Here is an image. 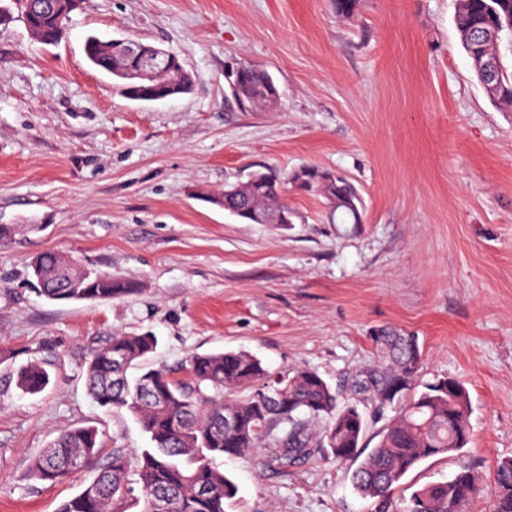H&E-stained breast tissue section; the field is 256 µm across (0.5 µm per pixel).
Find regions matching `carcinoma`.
Returning a JSON list of instances; mask_svg holds the SVG:
<instances>
[{
	"instance_id": "cac0c4a2",
	"label": "carcinoma",
	"mask_w": 512,
	"mask_h": 512,
	"mask_svg": "<svg viewBox=\"0 0 512 512\" xmlns=\"http://www.w3.org/2000/svg\"><path fill=\"white\" fill-rule=\"evenodd\" d=\"M16 8L31 37L43 45L57 44L66 33L74 9L60 10L57 0H12L0 7V23ZM460 43L473 73L479 54L499 58L500 72L487 98L505 112H512V73L504 58L512 52V0H457L454 17ZM84 54L92 65L114 73L117 61L98 38L89 37ZM277 88L263 68L247 63L237 81V94L251 110L275 102ZM294 173L258 174L236 197H218V203L243 212V219L257 216L267 224H289L292 212L280 203L283 185L293 183ZM302 189L334 203L358 223L361 198L356 187L322 178L313 166L302 176ZM29 267L39 270L40 293L51 301L96 302L126 297L139 291L130 280L110 274L81 272L65 257L46 251ZM417 337L387 329L373 344L378 365L364 385L372 392L377 412L393 408L408 393L407 404L381 433L375 448L362 455L366 423L354 403L340 402L338 394L316 371L298 370L274 377L255 356L244 351L194 354L179 372L163 367L145 368L158 340L149 334L122 333L95 349L85 367L89 396L101 407L129 412L147 434L150 447L142 449L135 470L141 495H132L129 462L120 450L99 467L101 453L92 427L64 430L29 465L35 481L61 483L72 473L96 469L93 479L57 512H114V503L125 501L135 512H225L224 504L237 494L236 485L214 465L218 457H238L263 444L273 456L304 458L311 448L329 449L338 462L355 464L351 479L356 492L376 502L377 512H465L466 504L480 490L472 468L453 478L426 484L393 507V494L401 480L422 461L449 455L470 441L471 402L465 386L454 378L430 383L416 390L422 361L415 357ZM49 383L41 364L30 362L18 372L22 392L37 394ZM252 389L243 398L224 396L226 391ZM496 492L492 512H512V457L501 459L495 470Z\"/></svg>"
}]
</instances>
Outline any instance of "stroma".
Wrapping results in <instances>:
<instances>
[{
    "instance_id": "35a3bbf8",
    "label": "stroma",
    "mask_w": 512,
    "mask_h": 512,
    "mask_svg": "<svg viewBox=\"0 0 512 512\" xmlns=\"http://www.w3.org/2000/svg\"><path fill=\"white\" fill-rule=\"evenodd\" d=\"M457 0H86L60 43L22 19L0 25V512H56L93 477L30 480L63 430L97 429L103 457L149 440L125 411L98 406L83 373L111 336L152 333L156 366L244 350L268 371L316 370L367 419L371 451L389 418L354 382L395 327L423 347L420 383L469 392L471 439L423 461L395 498L481 475L466 512H490L494 466L512 457V112L477 82L454 25ZM130 38L179 56L189 93L124 98L85 58L86 36ZM266 69L279 97L244 111L224 68ZM315 165L359 190L362 219L330 220L323 200L284 186L289 224H250L210 195L268 168ZM54 251L135 281L137 294L56 302L27 265ZM50 376L22 393L17 371ZM215 464L237 487L226 512H374L349 465L314 449L280 464L269 448ZM48 383L49 376L38 362H30L18 372V386L24 393H40Z\"/></svg>"
}]
</instances>
